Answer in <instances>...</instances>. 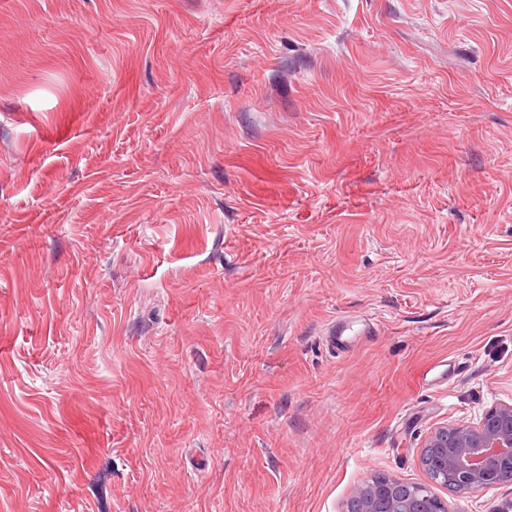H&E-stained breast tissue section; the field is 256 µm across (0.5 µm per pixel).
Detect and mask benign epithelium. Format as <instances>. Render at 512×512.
Here are the masks:
<instances>
[{"label":"benign epithelium","instance_id":"7a95c632","mask_svg":"<svg viewBox=\"0 0 512 512\" xmlns=\"http://www.w3.org/2000/svg\"><path fill=\"white\" fill-rule=\"evenodd\" d=\"M419 463L427 483L443 481L467 494L499 485H512V404L489 408L475 424L451 423L435 428L425 439ZM364 512H448L442 498L425 487L408 489L404 482L381 476L358 485Z\"/></svg>","mask_w":512,"mask_h":512}]
</instances>
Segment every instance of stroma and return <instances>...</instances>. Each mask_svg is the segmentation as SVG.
I'll list each match as a JSON object with an SVG mask.
<instances>
[{
	"label": "stroma",
	"mask_w": 512,
	"mask_h": 512,
	"mask_svg": "<svg viewBox=\"0 0 512 512\" xmlns=\"http://www.w3.org/2000/svg\"><path fill=\"white\" fill-rule=\"evenodd\" d=\"M0 34V512H346L512 403V0H0Z\"/></svg>",
	"instance_id": "1"
}]
</instances>
